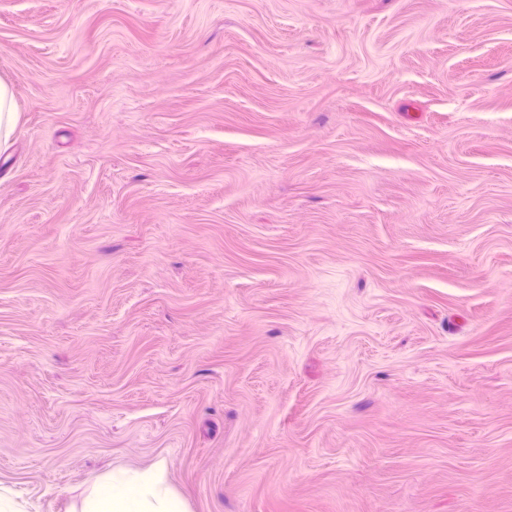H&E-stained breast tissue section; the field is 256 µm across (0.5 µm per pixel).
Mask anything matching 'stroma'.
<instances>
[{"label":"stroma","instance_id":"35a3bbf8","mask_svg":"<svg viewBox=\"0 0 512 512\" xmlns=\"http://www.w3.org/2000/svg\"><path fill=\"white\" fill-rule=\"evenodd\" d=\"M0 491L512 512V0H0ZM21 118L11 83L0 78V156L6 155L12 145L14 134ZM73 512H187L167 484L165 465L157 461L144 470L112 467L98 476Z\"/></svg>","mask_w":512,"mask_h":512}]
</instances>
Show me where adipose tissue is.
I'll return each mask as SVG.
<instances>
[{
  "label": "adipose tissue",
  "mask_w": 512,
  "mask_h": 512,
  "mask_svg": "<svg viewBox=\"0 0 512 512\" xmlns=\"http://www.w3.org/2000/svg\"><path fill=\"white\" fill-rule=\"evenodd\" d=\"M73 512H187L186 505L167 484L165 465L144 470L113 467L98 476Z\"/></svg>",
  "instance_id": "obj_1"
}]
</instances>
